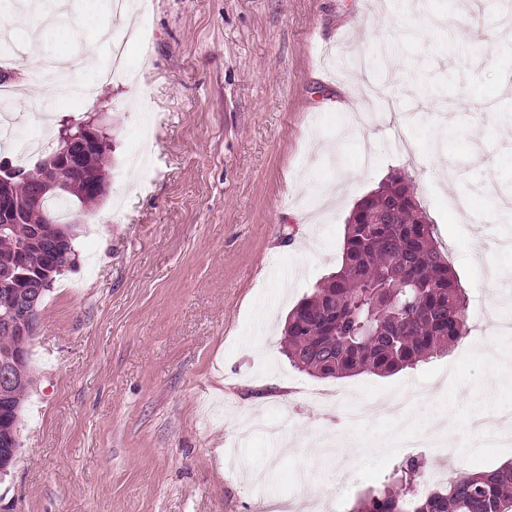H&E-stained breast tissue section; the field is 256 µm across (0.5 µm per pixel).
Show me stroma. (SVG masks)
Masks as SVG:
<instances>
[{
	"label": "stroma",
	"instance_id": "stroma-1",
	"mask_svg": "<svg viewBox=\"0 0 512 512\" xmlns=\"http://www.w3.org/2000/svg\"><path fill=\"white\" fill-rule=\"evenodd\" d=\"M68 15L44 55H85L103 25L140 24L104 21L95 0ZM505 24L499 0H151V39L128 47L144 96L93 68L73 75L90 98L34 85L20 109L32 125L52 113L51 145L71 120L104 125L110 193L46 295L0 512H254L263 496L350 512L406 457L390 412L352 427L345 406L405 389L421 396L416 430L449 424L415 449L421 473L447 448L452 472L512 460L471 425L512 410V334L495 338L498 367L470 337L388 376L320 379L281 350L288 312L339 269L354 204L395 172L472 330L487 304L512 317V211L495 201L512 195ZM352 91L363 110H343ZM144 120L146 175L130 164Z\"/></svg>",
	"mask_w": 512,
	"mask_h": 512
}]
</instances>
